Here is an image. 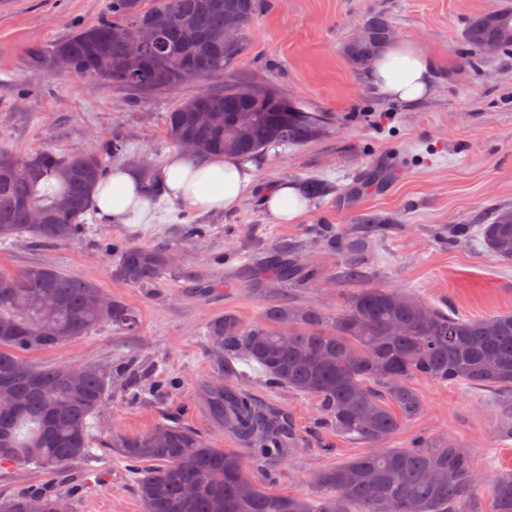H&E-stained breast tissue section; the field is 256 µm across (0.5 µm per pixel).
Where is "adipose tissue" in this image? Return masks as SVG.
<instances>
[{
  "label": "adipose tissue",
  "mask_w": 512,
  "mask_h": 512,
  "mask_svg": "<svg viewBox=\"0 0 512 512\" xmlns=\"http://www.w3.org/2000/svg\"><path fill=\"white\" fill-rule=\"evenodd\" d=\"M434 61L415 45L392 41L374 58L366 80L384 99L407 105L416 104L433 93ZM168 203L185 205L207 214L238 208L248 196L255 166L233 155L213 154L191 160L176 153L155 172ZM93 202L97 210L127 224H149L155 219L154 207L139 174L124 166L96 186ZM263 204L279 224H296L308 210V202L288 182L270 185Z\"/></svg>",
  "instance_id": "1"
}]
</instances>
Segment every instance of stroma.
<instances>
[{
	"label": "stroma",
	"mask_w": 512,
	"mask_h": 512,
	"mask_svg": "<svg viewBox=\"0 0 512 512\" xmlns=\"http://www.w3.org/2000/svg\"><path fill=\"white\" fill-rule=\"evenodd\" d=\"M504 8H512V0H266L247 30L233 78L280 89L299 108L318 113L321 133L300 145L265 149L252 191L235 211L201 215L177 206L148 225L115 224L94 212L86 234L66 244L1 241L0 270L49 265L93 282L140 314L135 335L108 326L33 352V359L108 364L137 355L161 392L151 401L116 394L100 428L136 434L176 421L218 447L240 448L244 468L268 491L317 496L314 475L366 454V446L327 424L315 399L270 386L255 372L246 392L283 416L296 435L277 469L263 466L209 412L205 387L222 373L205 325L227 313L247 325L260 321L265 307L284 294L328 315L340 313L355 284L346 276L344 252L326 244L328 233L362 242L365 285L406 289L466 318L512 313V261L485 251L479 233L499 208L512 206V52L485 61L462 37L472 16ZM108 10L109 0H0V148L22 157L47 146L94 151L116 135L139 162L156 168L175 150L167 112L201 88L223 90V79L214 78L136 95L26 66L29 48L49 47ZM371 12L390 19L396 39L436 58L431 97L412 106L386 101L347 63L341 48ZM308 177L327 182L329 194L310 200L299 223H275L263 204L270 184ZM371 215L390 223L372 227ZM190 222L206 225L207 234L187 247L182 227ZM461 224L468 225L467 235L458 234ZM104 240L168 244L177 267L152 287L129 286L113 278L110 260L99 253ZM273 244L307 258L312 275L285 287L242 279L241 270ZM414 386L425 410L401 423L389 447H410L419 435L450 437L480 469L512 468V440L493 438L497 395L428 379ZM29 486L54 491L59 483L31 465L0 468V497ZM68 492L72 512H144L128 463L113 452L78 467Z\"/></svg>",
	"instance_id": "35a3bbf8"
}]
</instances>
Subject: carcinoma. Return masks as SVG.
<instances>
[{"label": "carcinoma", "mask_w": 512, "mask_h": 512, "mask_svg": "<svg viewBox=\"0 0 512 512\" xmlns=\"http://www.w3.org/2000/svg\"><path fill=\"white\" fill-rule=\"evenodd\" d=\"M262 0H110V16L80 26L47 49L27 51L28 65L54 75L56 59L71 62V73L108 82L136 94L161 92L183 84L182 63L192 58L204 77L228 73L246 47L247 29ZM136 24L151 37L140 57L130 55L126 27ZM364 38L343 46L346 60L366 66L392 39L383 14L363 23ZM226 28L240 32L226 45L213 38ZM464 42L485 58L512 50V10L478 14L467 24ZM253 94L227 83L222 91L201 90L167 115V133L177 145L185 139L199 153L250 157L274 143H300L319 128V119L288 100L279 89L252 84ZM128 154L125 142L107 140L98 152L59 153L51 147L20 157L0 149V241L27 234L44 245L66 243L87 228L92 187L107 174V160ZM311 198L328 184L304 178ZM39 212L43 222L34 224ZM485 248L512 260V208L497 211L482 227ZM112 275L135 287L153 285L176 267L166 245L125 242L104 245ZM254 270L276 282L292 283L300 268L288 249L274 250ZM406 296L402 303L392 296ZM138 333L139 314L106 297L81 278L41 265L19 273L0 271V397L13 402L0 411V466L33 465L52 476L66 473L94 450L116 452L142 465L135 469L145 512H481L478 490L487 487L493 512H512V470L485 475L471 454L448 439H417L409 448H385L400 422L420 416L425 404L413 381L431 379L493 389L508 395L500 406L494 437L512 440V313L463 318L400 288L364 286L353 291L341 313H325L286 299L269 304L263 321L244 325L233 314L211 319L206 336L224 383L209 386L214 419L251 445L273 465L280 461L287 424L257 405L242 390L248 380L237 360L256 363L269 384L317 400L336 432L377 447L315 475L323 490L317 498L266 491L242 467L240 455L219 448L198 431L161 422L151 431L92 434L117 387H136L148 370L133 357L110 366L34 364L26 354L90 336L105 326ZM288 331H283V326ZM397 325L406 333H394ZM356 357L350 359L346 353ZM440 472L437 478L432 472ZM248 482L251 492L240 493ZM191 485L195 493L183 494ZM32 501L44 512H71L70 498L27 489L0 501V512H25Z\"/></svg>", "instance_id": "carcinoma-1"}]
</instances>
